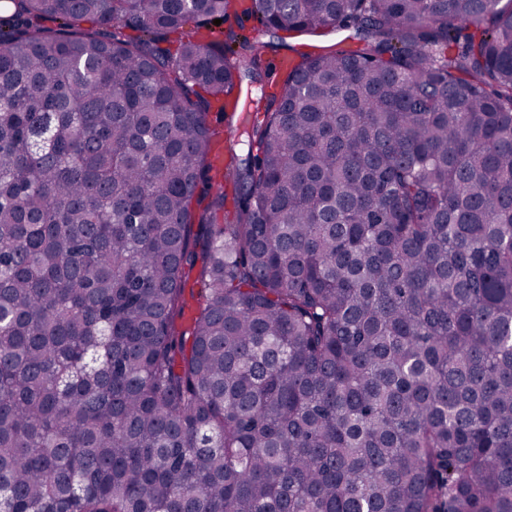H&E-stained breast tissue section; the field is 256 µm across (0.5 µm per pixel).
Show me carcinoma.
Instances as JSON below:
<instances>
[{
	"mask_svg": "<svg viewBox=\"0 0 512 512\" xmlns=\"http://www.w3.org/2000/svg\"><path fill=\"white\" fill-rule=\"evenodd\" d=\"M501 2L7 0L0 512H512ZM238 33L247 36L253 41L266 45V59L270 63L275 59L288 56L292 60H300L299 52L318 51L321 47L332 46L336 50H353L359 45L357 39H347L340 42L350 32L324 31L315 36L280 33L287 38L281 40L276 35L261 26L254 18H245ZM293 63L288 58H281L275 63V68L282 71L291 67ZM200 262L193 268L186 269V282L184 289V315L178 320V324L182 329H188L191 325L192 318L194 317L199 303L203 300L204 291L201 288L198 272Z\"/></svg>",
	"mask_w": 512,
	"mask_h": 512,
	"instance_id": "carcinoma-1",
	"label": "carcinoma"
}]
</instances>
